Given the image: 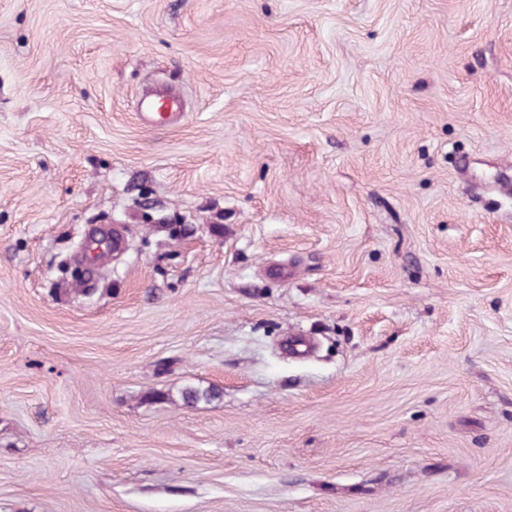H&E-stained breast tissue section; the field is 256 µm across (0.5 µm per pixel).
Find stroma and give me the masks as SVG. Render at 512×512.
<instances>
[{"mask_svg":"<svg viewBox=\"0 0 512 512\" xmlns=\"http://www.w3.org/2000/svg\"><path fill=\"white\" fill-rule=\"evenodd\" d=\"M507 174L512 0H0V512H512ZM139 109L152 125L161 126L180 115L183 102L175 96H171L168 100L158 98L156 95L145 96L140 100ZM124 241V247L120 248L121 241ZM113 243V246H112ZM125 235L118 225L112 226L111 238H94L87 241L85 246L87 260L90 264H94L100 254L112 249V257L120 256L125 250Z\"/></svg>","mask_w":512,"mask_h":512,"instance_id":"1","label":"stroma"}]
</instances>
